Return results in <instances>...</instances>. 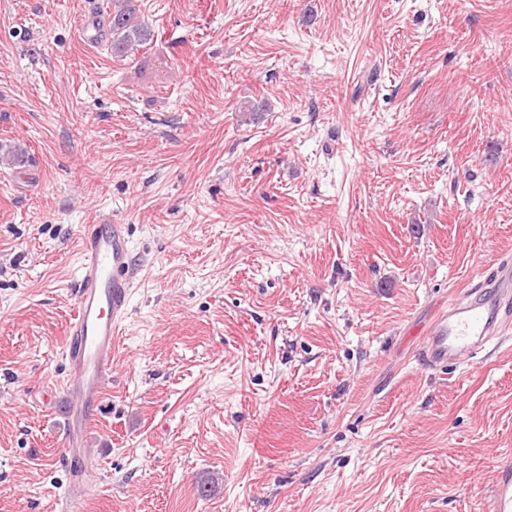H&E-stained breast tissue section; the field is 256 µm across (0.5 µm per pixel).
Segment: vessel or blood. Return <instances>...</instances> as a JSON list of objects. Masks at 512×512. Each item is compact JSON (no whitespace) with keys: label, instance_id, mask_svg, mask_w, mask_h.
Masks as SVG:
<instances>
[{"label":"vessel or blood","instance_id":"vessel-or-blood-1","mask_svg":"<svg viewBox=\"0 0 512 512\" xmlns=\"http://www.w3.org/2000/svg\"><path fill=\"white\" fill-rule=\"evenodd\" d=\"M136 281L126 225L102 220L81 229V263L76 278V308L68 323L63 356L66 388L72 398L65 450L69 486L59 512H80L90 489L95 449L83 436L98 409L115 352V336L125 321ZM512 327V260L498 263L491 279L463 298L449 302L426 334L425 366L446 368L476 359L489 343ZM492 512H512V465L500 468Z\"/></svg>","mask_w":512,"mask_h":512}]
</instances>
